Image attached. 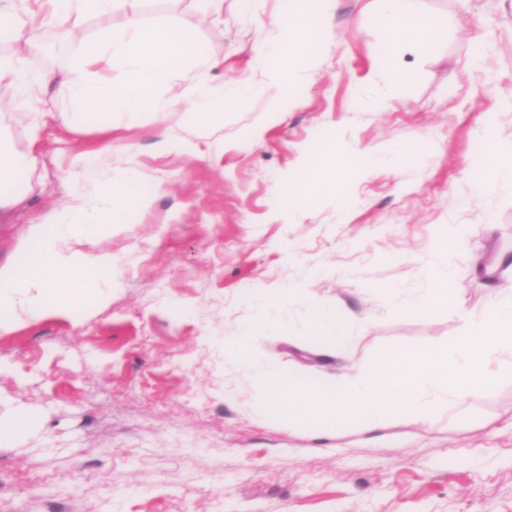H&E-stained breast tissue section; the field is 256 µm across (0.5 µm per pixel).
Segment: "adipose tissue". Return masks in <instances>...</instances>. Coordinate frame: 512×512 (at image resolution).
<instances>
[{"label": "adipose tissue", "mask_w": 512, "mask_h": 512, "mask_svg": "<svg viewBox=\"0 0 512 512\" xmlns=\"http://www.w3.org/2000/svg\"><path fill=\"white\" fill-rule=\"evenodd\" d=\"M140 0H0V45L10 51L0 55V98L22 96L37 100L49 92H65L74 105L67 124L69 131L93 129L103 136L112 133L113 118L136 124L145 102H155L159 114L183 111L190 119L222 113L258 93L250 79L236 80L224 90L198 79L199 71L220 67L197 45L196 33L175 15L154 23L145 22ZM339 0H280L273 19L274 35L256 57V66L283 95H290L294 82L313 65V51ZM417 0H377L373 26L378 40L372 46L376 73L396 80L406 72L407 56L427 53L437 22L417 9ZM102 21L95 36L81 41L76 68L36 67L30 55L38 46L41 32L48 28L82 29L88 20ZM124 74L122 84L112 82L113 70ZM182 83L172 96L156 100L155 92L173 71ZM30 154L13 149L0 131V218L27 209L29 190L17 189L15 179L31 165ZM358 154H344L322 162L308 161L291 178L277 187L278 206L283 210H308L319 197L335 188L356 167L364 166ZM428 288L415 300L400 289L387 291L394 313L428 316L453 310L455 292L450 279L425 270ZM287 292L268 296L263 314L247 324L234 341L237 356L248 360L251 340L261 327L284 330L276 312L287 300Z\"/></svg>", "instance_id": "1"}]
</instances>
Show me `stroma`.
I'll return each mask as SVG.
<instances>
[{
    "instance_id": "stroma-1",
    "label": "stroma",
    "mask_w": 512,
    "mask_h": 512,
    "mask_svg": "<svg viewBox=\"0 0 512 512\" xmlns=\"http://www.w3.org/2000/svg\"><path fill=\"white\" fill-rule=\"evenodd\" d=\"M439 22L432 49L400 81L374 79L373 0H340L293 102L254 66L279 0H223L201 18L189 0H146L154 22L177 12L223 69L262 88L205 121L161 118L66 133L71 109L41 132L32 172L45 186L31 211L0 223V263L23 261L32 221L92 189L88 163L140 174L148 208L94 249L114 261L107 296L85 292L0 334V512H512V377L402 427L315 429L269 407L255 368L310 383L392 348L452 345L466 321L512 293V188L481 189L470 161L495 117L512 154V0H418ZM391 97L386 110L378 94ZM167 130L171 146L156 145ZM404 148L402 156L393 151ZM361 153L307 212L283 211L276 187L307 158ZM454 230L457 248L435 244ZM496 265V287L473 270ZM451 270L452 313L395 315L387 289L414 298L422 269ZM289 289L290 333H263L251 361L227 346L256 317L266 289ZM342 313L349 343L325 347L308 310Z\"/></svg>"
}]
</instances>
